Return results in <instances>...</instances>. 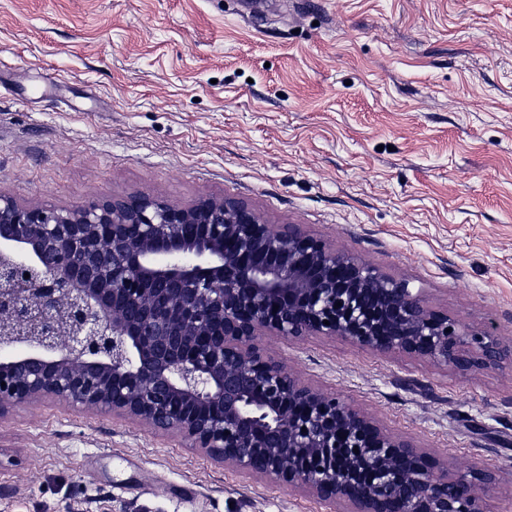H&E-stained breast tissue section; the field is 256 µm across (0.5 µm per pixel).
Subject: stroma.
Listing matches in <instances>:
<instances>
[{
	"label": "stroma",
	"mask_w": 512,
	"mask_h": 512,
	"mask_svg": "<svg viewBox=\"0 0 512 512\" xmlns=\"http://www.w3.org/2000/svg\"><path fill=\"white\" fill-rule=\"evenodd\" d=\"M0 194L230 197L512 346V0H0ZM263 354L512 512V361L340 337ZM0 512H326L178 435L43 399L0 416Z\"/></svg>",
	"instance_id": "35a3bbf8"
}]
</instances>
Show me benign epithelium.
I'll list each match as a JSON object with an SVG mask.
<instances>
[{
	"label": "benign epithelium",
	"mask_w": 512,
	"mask_h": 512,
	"mask_svg": "<svg viewBox=\"0 0 512 512\" xmlns=\"http://www.w3.org/2000/svg\"><path fill=\"white\" fill-rule=\"evenodd\" d=\"M265 335L340 336L462 372L512 356L428 308L409 281L231 198L64 211L0 195V415L42 398L112 411L330 512H486L491 471L448 478L437 458L267 358Z\"/></svg>",
	"instance_id": "1"
}]
</instances>
